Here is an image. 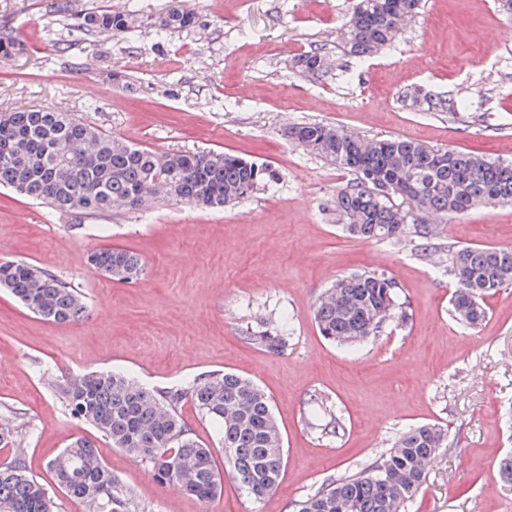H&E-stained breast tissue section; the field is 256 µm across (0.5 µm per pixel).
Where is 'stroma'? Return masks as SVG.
<instances>
[{
    "mask_svg": "<svg viewBox=\"0 0 512 512\" xmlns=\"http://www.w3.org/2000/svg\"><path fill=\"white\" fill-rule=\"evenodd\" d=\"M354 0H0V31L24 50L0 58V112L54 108L157 152H231L271 166L275 183L221 210L159 200L144 211L60 213L0 186V258H20L70 282L88 316L46 322L0 289V419L18 432L30 473L93 429L69 415L57 384L95 370L172 387L212 371L253 380L271 398L285 469L255 501L225 476L209 502L160 485L148 463L99 439L101 456L142 512H295L333 480L387 453L400 433L437 424L447 433L426 480L400 512H512L498 463L512 454V286L486 300L469 328L454 320L444 246L512 248V206L460 219L410 211L440 228L418 238L362 240L336 221L350 181L283 137L309 122L365 138L400 136L431 147L512 159V14L498 0H421L381 53L355 61L337 37ZM182 6L194 28L158 38L85 31V13ZM323 48L338 64L316 79L290 66ZM453 98L459 113L429 109ZM104 246L137 252L140 280L90 268ZM377 270L403 287L405 319L352 348L324 339L314 306L336 278ZM286 326L284 352L244 338ZM344 430L325 434L329 414Z\"/></svg>",
    "mask_w": 512,
    "mask_h": 512,
    "instance_id": "35a3bbf8",
    "label": "stroma"
}]
</instances>
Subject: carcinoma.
Wrapping results in <instances>:
<instances>
[{"label":"carcinoma","instance_id":"carcinoma-1","mask_svg":"<svg viewBox=\"0 0 512 512\" xmlns=\"http://www.w3.org/2000/svg\"><path fill=\"white\" fill-rule=\"evenodd\" d=\"M420 0H358L339 27L344 53L361 58L389 43L396 25L410 20ZM191 10L175 6L154 22L156 34L195 26ZM88 32L131 35L137 14L99 10L83 16ZM24 45L0 33V58ZM292 67L312 77L331 73L329 57L316 48L295 57ZM303 150L354 174L336 192L337 221L364 240H425L428 224L409 227L408 212L395 203L450 218H461L488 204L512 205V162L491 160L454 149L434 148L397 136L365 139L323 123L285 131ZM278 174L224 152L175 151L159 154L105 134L54 109L0 112V186L49 207L86 215L142 210L159 187L176 202L222 208L252 195ZM90 265L115 280L133 283L144 271L142 258L123 248L91 253ZM448 276L455 281L453 316L475 328L487 316L485 298L512 285V248L448 246ZM0 288L9 290L32 313L70 324L87 313L84 296L70 283L24 260L0 258ZM401 286L376 270L351 273L320 296L314 319L322 336L357 346L380 335L405 316ZM247 339L269 353L288 347L285 330L253 331ZM69 414L97 430L129 455L151 464L156 480L201 502L222 489L214 449L199 443L179 413L186 398L216 424L219 443L233 477L260 500L280 482L284 468L280 429L271 401L252 380L213 371L181 386L150 389L112 371L90 372L58 386ZM435 425L404 431L390 451L359 474L333 480L297 504L296 512H399L426 478V466L443 447ZM0 447L14 449L0 463V512H58L54 489L80 503L83 512H137L131 492L112 474L96 443L74 439L47 463L55 488L27 470L25 452L11 428H0Z\"/></svg>","mask_w":512,"mask_h":512}]
</instances>
